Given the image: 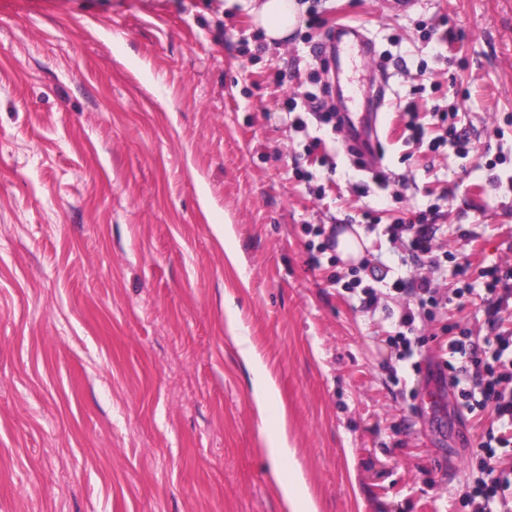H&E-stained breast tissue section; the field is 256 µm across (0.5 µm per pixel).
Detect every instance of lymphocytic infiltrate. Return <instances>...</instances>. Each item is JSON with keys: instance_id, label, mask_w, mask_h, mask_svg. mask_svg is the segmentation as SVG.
<instances>
[{"instance_id": "obj_1", "label": "lymphocytic infiltrate", "mask_w": 512, "mask_h": 512, "mask_svg": "<svg viewBox=\"0 0 512 512\" xmlns=\"http://www.w3.org/2000/svg\"><path fill=\"white\" fill-rule=\"evenodd\" d=\"M390 244L407 252L415 259H428L432 270L441 266L434 249L436 232L424 217H416L406 224H392L386 229ZM485 314L489 324H496L499 314L512 307V262L505 260L486 267L483 272ZM396 293H410L415 304L405 307L398 321L399 329L390 341L401 361H411L416 344L409 337L416 319L434 318L437 309L446 306L431 274L392 284ZM450 358L444 367L450 373L453 385L458 386L461 405L473 412L492 408L499 430H487L481 436L478 450L481 454L483 475L474 485L466 486L462 496L473 512H493V504L505 498L512 490V474L497 473L500 455L512 452V337L502 335L484 337L477 342L468 329L448 343Z\"/></svg>"}]
</instances>
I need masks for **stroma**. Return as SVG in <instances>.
<instances>
[{"mask_svg":"<svg viewBox=\"0 0 512 512\" xmlns=\"http://www.w3.org/2000/svg\"><path fill=\"white\" fill-rule=\"evenodd\" d=\"M300 2L272 45L250 0H0V512H291L281 436L317 512H470L496 419L459 413L437 366L460 329L489 334L482 271L512 256V0ZM348 21L384 68L388 192L287 116ZM411 98L428 139L457 110L470 152L408 140ZM420 213L453 258L416 370L389 342L402 298L364 308L307 227H357L409 279L383 230Z\"/></svg>","mask_w":512,"mask_h":512,"instance_id":"obj_1","label":"stroma"}]
</instances>
